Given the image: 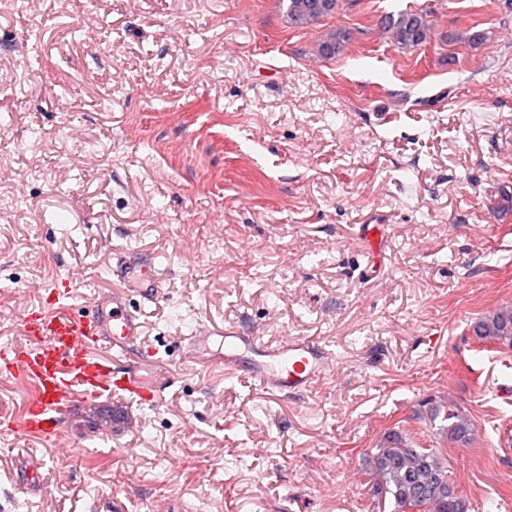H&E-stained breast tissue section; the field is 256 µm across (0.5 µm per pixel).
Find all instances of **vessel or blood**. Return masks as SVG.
<instances>
[{
    "label": "vessel or blood",
    "mask_w": 512,
    "mask_h": 512,
    "mask_svg": "<svg viewBox=\"0 0 512 512\" xmlns=\"http://www.w3.org/2000/svg\"><path fill=\"white\" fill-rule=\"evenodd\" d=\"M110 271L130 286L129 292L113 295L111 309L97 307L86 312L68 305L72 285L63 281L52 301L23 315L25 343L0 350V370L26 379L37 391L20 426L26 436L52 439L80 400L106 395L128 401L155 400L156 385L147 383L138 368L115 369L114 355L137 345L143 334L131 296L157 301L160 281L153 263H134L122 254ZM224 362L243 367L260 386L285 394L308 391L333 366L324 346L315 340L291 336L268 345L235 331L224 335Z\"/></svg>",
    "instance_id": "vessel-or-blood-1"
}]
</instances>
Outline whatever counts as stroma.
Returning <instances> with one entry per match:
<instances>
[{"label": "stroma", "instance_id": "35a3bbf8", "mask_svg": "<svg viewBox=\"0 0 512 512\" xmlns=\"http://www.w3.org/2000/svg\"><path fill=\"white\" fill-rule=\"evenodd\" d=\"M406 9L432 34L400 49ZM507 194L512 0H343L306 28L278 0H0V346L54 281L87 310L117 253L152 258L165 380L120 428L80 401L40 442L0 373V512H395L363 458L399 419L435 446L430 397L474 421L444 451L469 512H512V349L470 331L512 304ZM228 330L313 338L335 372L284 395L188 358ZM384 28L394 45L414 48L425 43L431 36L432 27L427 16L417 11H401L397 16H388ZM352 39V32L346 28L333 29L320 43L319 52L325 57H334L342 53Z\"/></svg>", "mask_w": 512, "mask_h": 512}]
</instances>
